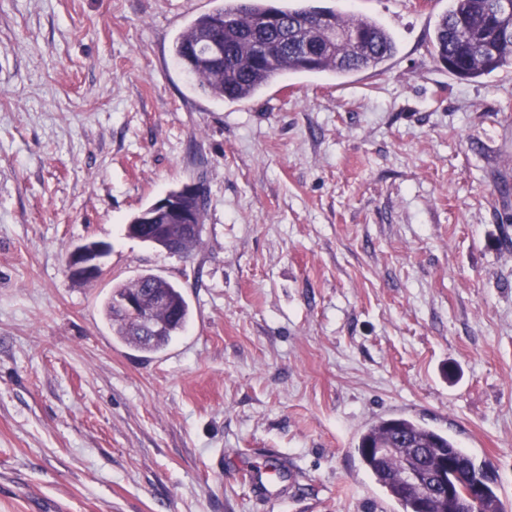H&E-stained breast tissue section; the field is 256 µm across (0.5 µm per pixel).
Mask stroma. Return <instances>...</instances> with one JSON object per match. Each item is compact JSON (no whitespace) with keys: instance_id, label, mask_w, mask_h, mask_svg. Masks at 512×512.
<instances>
[{"instance_id":"obj_1","label":"stroma","mask_w":512,"mask_h":512,"mask_svg":"<svg viewBox=\"0 0 512 512\" xmlns=\"http://www.w3.org/2000/svg\"><path fill=\"white\" fill-rule=\"evenodd\" d=\"M433 2L311 0L395 54L229 103L172 56L221 0H0V512H399L357 451L388 415L492 461L512 512V70L451 74ZM193 183L189 257L128 236ZM146 273L190 309L158 352L104 312ZM270 453L282 502L235 477ZM97 252H87L83 249L75 248L69 254V269L71 275L82 279L92 278L99 274L100 266L98 264Z\"/></svg>"}]
</instances>
